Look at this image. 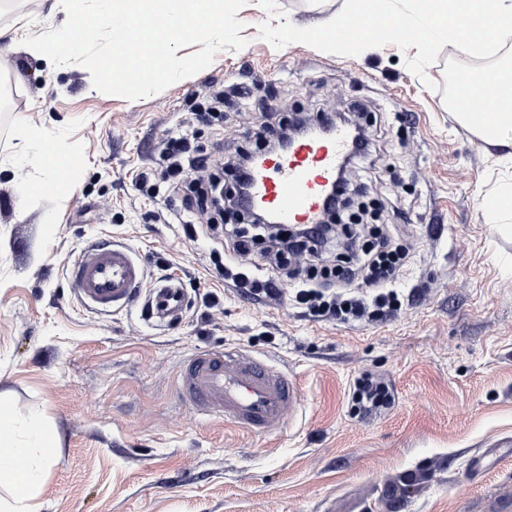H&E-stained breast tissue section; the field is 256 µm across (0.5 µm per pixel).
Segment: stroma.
Returning <instances> with one entry per match:
<instances>
[{"label":"stroma","mask_w":512,"mask_h":512,"mask_svg":"<svg viewBox=\"0 0 512 512\" xmlns=\"http://www.w3.org/2000/svg\"><path fill=\"white\" fill-rule=\"evenodd\" d=\"M246 46L137 100L96 90L80 65L58 69L20 48L0 54V397L57 436L39 512H512V230L489 224L486 196L512 184V160L460 123L443 47L426 89L407 68L417 48L355 57L262 39L243 8ZM62 15L11 0L0 26L44 33ZM223 90L224 124L197 123L225 153L268 113H352L373 124V168L352 169L348 197L367 201L410 250L396 283L415 297L392 319L319 321L287 299L229 286L206 235L159 220L165 195L139 191L167 135ZM40 126L75 166V185L45 193L34 164L8 167L17 118ZM133 249L147 286L179 276L180 323L158 327L139 306L110 315L75 297L67 267L94 243ZM233 347L275 363L299 389L274 435L197 415L178 394L194 354ZM372 373L392 407L351 410Z\"/></svg>","instance_id":"stroma-1"}]
</instances>
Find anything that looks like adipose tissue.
<instances>
[{
    "label": "adipose tissue",
    "instance_id": "1",
    "mask_svg": "<svg viewBox=\"0 0 512 512\" xmlns=\"http://www.w3.org/2000/svg\"><path fill=\"white\" fill-rule=\"evenodd\" d=\"M488 100L495 109L494 122H487L483 113L474 110V103ZM457 115L474 128L490 147L512 149V79L506 72H486L473 82L463 83L458 98ZM21 144L14 164L28 162L45 172L47 187L71 182L73 175L65 164L48 159L46 136L42 128L23 124ZM56 435L37 421L22 422L10 411L0 409V484L10 490V500L0 512H32L31 502L47 469L55 463L53 448Z\"/></svg>",
    "mask_w": 512,
    "mask_h": 512
}]
</instances>
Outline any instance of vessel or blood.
Here are the masks:
<instances>
[{"mask_svg":"<svg viewBox=\"0 0 512 512\" xmlns=\"http://www.w3.org/2000/svg\"><path fill=\"white\" fill-rule=\"evenodd\" d=\"M354 140L341 126L295 141L270 154L249 177L250 201L274 214L279 223L319 222L331 186L337 184ZM78 300L105 312L129 307L146 280L141 261L126 246L84 249L68 267ZM185 308L180 280L151 288L146 313L169 325ZM179 395L194 411L224 419L249 433L280 430L297 401L296 384L282 370L237 350L204 351L193 356L180 376Z\"/></svg>","mask_w":512,"mask_h":512,"instance_id":"1","label":"vessel or blood"}]
</instances>
